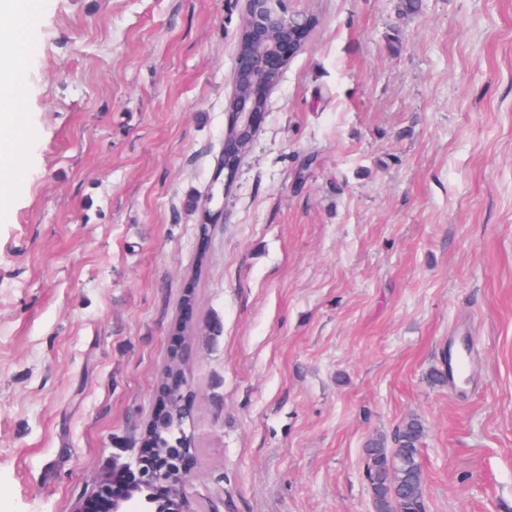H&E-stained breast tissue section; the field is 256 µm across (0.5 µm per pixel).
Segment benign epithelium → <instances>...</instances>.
Here are the masks:
<instances>
[{
  "instance_id": "obj_1",
  "label": "benign epithelium",
  "mask_w": 512,
  "mask_h": 512,
  "mask_svg": "<svg viewBox=\"0 0 512 512\" xmlns=\"http://www.w3.org/2000/svg\"><path fill=\"white\" fill-rule=\"evenodd\" d=\"M245 4L228 117V125L240 123L242 128L235 140L224 141L223 169L228 183L233 181L252 144L258 118L265 110V93L275 86L314 29L313 18L286 14L277 7V0H245ZM155 398L160 410L154 421L164 424L174 407H186L191 402L187 374L176 371L164 392H155ZM188 454L187 448H169L155 456L150 466L145 467L132 458L102 472L99 477L102 488L115 477L126 480L125 495L112 500V512H150L152 498L142 494L144 489L168 491V512H192L185 488L192 481L193 473L181 464Z\"/></svg>"
}]
</instances>
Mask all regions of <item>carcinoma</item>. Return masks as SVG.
<instances>
[{"label":"carcinoma","instance_id":"cac0c4a2","mask_svg":"<svg viewBox=\"0 0 512 512\" xmlns=\"http://www.w3.org/2000/svg\"><path fill=\"white\" fill-rule=\"evenodd\" d=\"M427 380L437 387L448 385L447 360L432 367ZM191 409L173 413L164 425L150 423L141 429L139 445L167 448L186 435ZM425 434L416 417L404 420L392 440L370 439L364 448V467L376 512H425V481L419 448Z\"/></svg>","mask_w":512,"mask_h":512}]
</instances>
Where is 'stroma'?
Returning <instances> with one entry per match:
<instances>
[{
    "mask_svg": "<svg viewBox=\"0 0 512 512\" xmlns=\"http://www.w3.org/2000/svg\"><path fill=\"white\" fill-rule=\"evenodd\" d=\"M279 6L317 24L229 185L243 0L30 15L0 512H75L127 461L188 297L192 512H371L364 446L410 417L426 512H512V0ZM462 334L468 384L432 386Z\"/></svg>",
    "mask_w": 512,
    "mask_h": 512,
    "instance_id": "stroma-1",
    "label": "stroma"
}]
</instances>
